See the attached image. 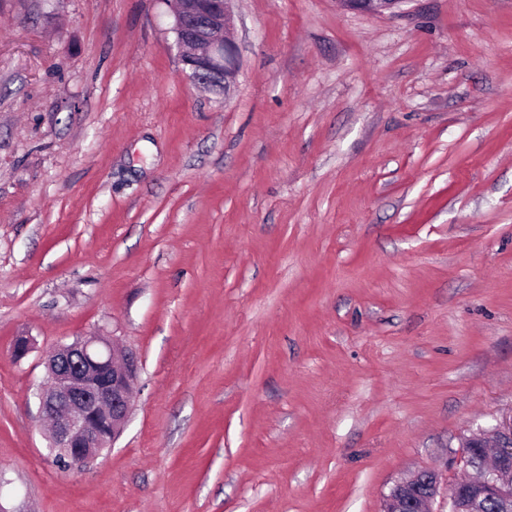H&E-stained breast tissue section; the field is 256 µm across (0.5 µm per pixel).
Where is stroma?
Returning <instances> with one entry per match:
<instances>
[{
    "instance_id": "35a3bbf8",
    "label": "stroma",
    "mask_w": 512,
    "mask_h": 512,
    "mask_svg": "<svg viewBox=\"0 0 512 512\" xmlns=\"http://www.w3.org/2000/svg\"><path fill=\"white\" fill-rule=\"evenodd\" d=\"M227 93L162 0H0V512H383L512 416V0H230ZM35 347L16 359L20 334ZM132 352L47 455L42 358ZM46 385L37 393L47 450L65 448L81 467L114 447L128 421L135 359L106 336L90 335L52 349Z\"/></svg>"
}]
</instances>
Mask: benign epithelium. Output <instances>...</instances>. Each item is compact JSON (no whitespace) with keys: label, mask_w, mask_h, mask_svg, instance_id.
I'll return each mask as SVG.
<instances>
[{"label":"benign epithelium","mask_w":512,"mask_h":512,"mask_svg":"<svg viewBox=\"0 0 512 512\" xmlns=\"http://www.w3.org/2000/svg\"><path fill=\"white\" fill-rule=\"evenodd\" d=\"M347 7L381 13L404 0H339ZM179 62L195 85L229 89L238 71L228 0H165ZM46 385L39 387V412L47 426V450L64 448L81 467L114 447L128 421L136 382L135 359L105 336L81 337L52 349L45 358ZM496 448V467L465 485L478 498L487 492L512 500V418L465 440L466 448ZM438 488L433 472L393 486L384 512H431Z\"/></svg>","instance_id":"7a95c632"}]
</instances>
